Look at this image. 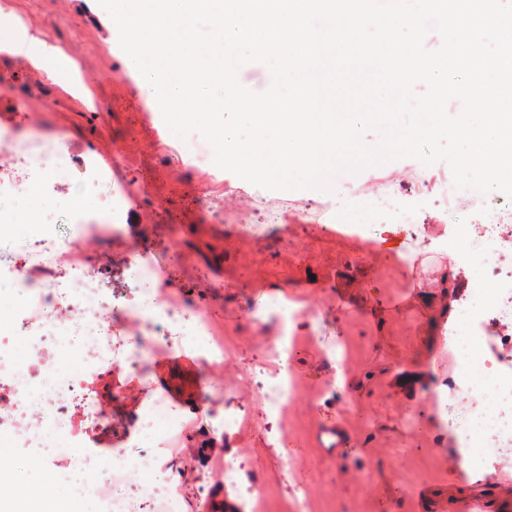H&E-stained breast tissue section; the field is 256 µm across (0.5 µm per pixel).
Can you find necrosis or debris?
Masks as SVG:
<instances>
[{
    "label": "necrosis or debris",
    "mask_w": 512,
    "mask_h": 512,
    "mask_svg": "<svg viewBox=\"0 0 512 512\" xmlns=\"http://www.w3.org/2000/svg\"><path fill=\"white\" fill-rule=\"evenodd\" d=\"M72 166L71 158L38 133L0 130V264L13 262L19 281L11 304L0 308V321L11 322L13 336L51 351L32 362L0 342V447L7 449L30 447L36 439L50 440L71 456L89 448L104 416L89 397L87 381L104 364L145 379V356L160 347L180 343L200 349L209 366L237 354L216 336L210 311L153 296L141 305L139 340L118 344L117 329L97 316L95 278L77 261L69 274L60 272L49 224L61 202L47 198L24 225L16 223L30 185L65 179ZM497 197L494 191L433 182L423 166L415 182L387 183L347 212L351 225L368 233L385 224L418 225L429 208L441 216L464 206L475 216V223L454 227L468 233L479 266L475 288L457 301L458 324L447 331L449 338H465L456 349L464 368L437 381L432 401L451 428L459 464L483 470L512 463V266L501 263L502 253L512 249V203ZM242 382L259 397L277 456L275 474L253 478L250 512H267L282 486L288 489L286 512H318L301 477L303 462L281 432L289 404L302 391L284 345L269 343ZM137 422L147 430L144 441L125 444L114 460L84 471L64 512H189L177 489L174 452L187 430L186 418L157 395L142 407ZM131 475L141 477L149 496L131 490Z\"/></svg>",
    "instance_id": "necrosis-or-debris-1"
}]
</instances>
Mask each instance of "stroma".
I'll use <instances>...</instances> for the list:
<instances>
[{
    "mask_svg": "<svg viewBox=\"0 0 512 512\" xmlns=\"http://www.w3.org/2000/svg\"><path fill=\"white\" fill-rule=\"evenodd\" d=\"M14 31L27 35V53L0 50V127L31 122L47 139L60 140L72 157L92 155L111 171L113 189L127 195L124 227L94 242L78 241L68 224L55 227L60 246L77 245L105 293L129 304L140 298L126 277L134 258L144 256L172 292L221 317V334L242 355L223 368L234 379L250 368L268 336L253 322L251 305L276 295L294 305L318 307L326 319L321 334H302L293 368L304 392L288 408L291 447L304 459V477L322 512H466L479 494L512 498V482L486 475L462 479L448 431L429 395L436 377L456 364L443 349L440 326L448 309L438 277L422 270L425 254L447 267L452 227L473 223L467 209L426 218L417 232L387 224L374 234L342 238L341 203L352 190L373 191L387 179L410 178L416 160L401 159L364 169L357 180L338 179L335 196L318 202L281 194L237 179L212 162L211 147L196 134L188 139L155 134L156 107L125 65V53L108 13L97 0H0ZM61 61L48 77L36 66L45 49ZM80 77L79 96L62 92L69 75ZM269 212L280 215L261 236L241 235ZM422 281L413 291L414 281ZM347 345L341 399L316 398L329 363L323 341ZM148 379L103 374L93 394L107 427L90 448L91 457L111 459L137 433L136 413L161 387L186 390L202 381V354L175 346L149 360ZM334 417L349 432L341 462L322 454L317 427ZM415 417L414 428L404 421ZM248 459L268 471L276 459L259 428L225 438L191 424L177 449L180 491L191 502L243 507L225 487V454Z\"/></svg>",
    "mask_w": 512,
    "mask_h": 512,
    "instance_id": "stroma-1",
    "label": "stroma"
}]
</instances>
